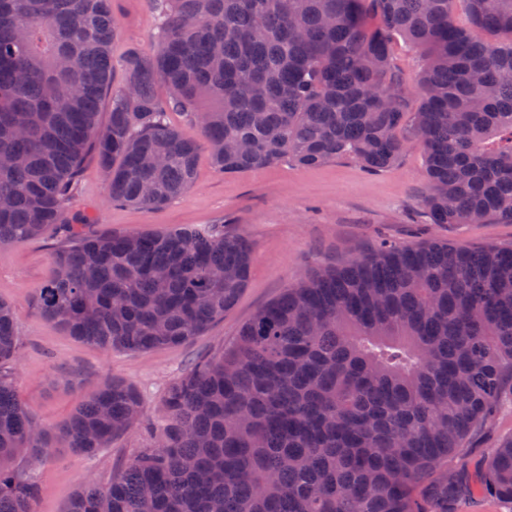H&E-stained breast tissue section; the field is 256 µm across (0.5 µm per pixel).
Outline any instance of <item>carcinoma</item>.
<instances>
[{"instance_id": "obj_1", "label": "carcinoma", "mask_w": 512, "mask_h": 512, "mask_svg": "<svg viewBox=\"0 0 512 512\" xmlns=\"http://www.w3.org/2000/svg\"><path fill=\"white\" fill-rule=\"evenodd\" d=\"M111 2L0 0V245L73 225L89 151L111 203L184 194L200 143L169 110L221 174L284 159L380 171L407 123L431 223H512V0H465L472 26L506 43L458 27L451 0H153L157 47L130 51L116 88ZM397 38L423 60L414 106ZM253 254L222 224L79 233L32 307L107 351L178 346L234 306ZM22 348L0 300V512H35L17 455H89L136 428L146 447L66 512H454L476 492L512 504V436L467 462L512 405V247L383 242L305 273L170 383L160 423L113 378L48 431L12 384Z\"/></svg>"}]
</instances>
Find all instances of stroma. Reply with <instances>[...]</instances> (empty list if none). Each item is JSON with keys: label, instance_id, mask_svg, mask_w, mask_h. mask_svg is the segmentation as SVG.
I'll return each instance as SVG.
<instances>
[{"label": "stroma", "instance_id": "stroma-1", "mask_svg": "<svg viewBox=\"0 0 512 512\" xmlns=\"http://www.w3.org/2000/svg\"><path fill=\"white\" fill-rule=\"evenodd\" d=\"M119 23L112 43V84L123 81L121 63L131 48L150 52L156 43L152 0H112ZM399 163L370 172L339 159L302 168L283 161L262 170L217 174L208 149H200L190 189L167 206L143 209L107 200V182L94 155L69 205L97 234L164 232L179 227L229 224L247 235L255 252L246 288L235 306L202 336L177 347L144 352L106 351L64 333L37 316L32 296L53 272L55 231L40 239L0 247V300L18 313L22 356L13 383L22 405L46 427L61 424L102 382L118 378L144 398L147 419H162L168 385L197 360L232 345L241 325L275 299L300 274L335 265L372 249L380 240L402 245L427 241L457 247L511 246L512 224H431L420 205L426 191L425 158L409 128ZM140 432L115 438L93 455L57 449L53 457L17 456L12 466L39 486L37 512H65L70 493L83 482H109L143 448Z\"/></svg>", "mask_w": 512, "mask_h": 512}]
</instances>
